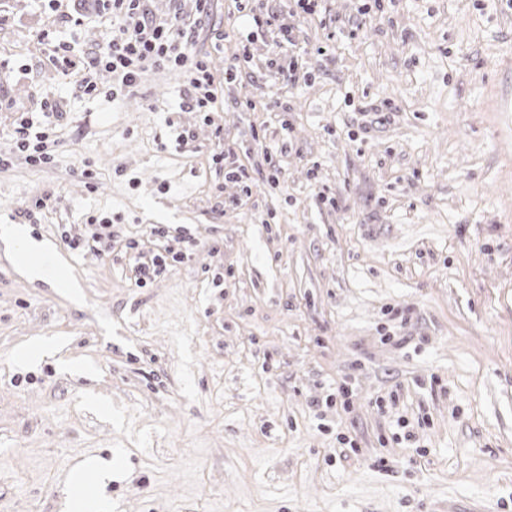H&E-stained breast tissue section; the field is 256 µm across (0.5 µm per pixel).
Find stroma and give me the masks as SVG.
I'll use <instances>...</instances> for the list:
<instances>
[{"mask_svg": "<svg viewBox=\"0 0 512 512\" xmlns=\"http://www.w3.org/2000/svg\"><path fill=\"white\" fill-rule=\"evenodd\" d=\"M271 5L305 49L293 87L235 0H149L198 19L217 102L192 112L176 71L117 102L64 75L40 35L92 55L99 0H0V150L64 112L51 166H0V224L72 283L0 248V512H60L95 458L112 512H512V7ZM102 221L108 255L68 248ZM148 224L199 245L140 288L121 241ZM0 241L6 250L12 251L18 259L23 260V265L30 275L40 279H51L63 288H71L61 269L48 267L33 259L40 257L46 250L47 244L30 238L24 225L1 224Z\"/></svg>", "mask_w": 512, "mask_h": 512, "instance_id": "stroma-1", "label": "stroma"}]
</instances>
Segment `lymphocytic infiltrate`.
<instances>
[{
	"instance_id": "f902f5d3",
	"label": "lymphocytic infiltrate",
	"mask_w": 512,
	"mask_h": 512,
	"mask_svg": "<svg viewBox=\"0 0 512 512\" xmlns=\"http://www.w3.org/2000/svg\"><path fill=\"white\" fill-rule=\"evenodd\" d=\"M104 6L119 27L108 42L82 63L66 61L65 74L83 95H100L118 100L136 93L141 75L150 70L169 69L182 73L188 83L184 107L195 112H208L217 101L214 77L206 61L191 51L195 24L180 15L160 19L151 14L145 0H104ZM239 11L251 17L255 25L275 27L279 39L272 51L270 68L298 83L296 49L298 43L291 27L280 15L269 12L266 0H237ZM108 72L112 83L101 89L99 72ZM63 118L57 106L47 107L41 122L27 119L15 128L14 144L24 152L29 163L45 166L53 163L59 144L56 135Z\"/></svg>"
}]
</instances>
